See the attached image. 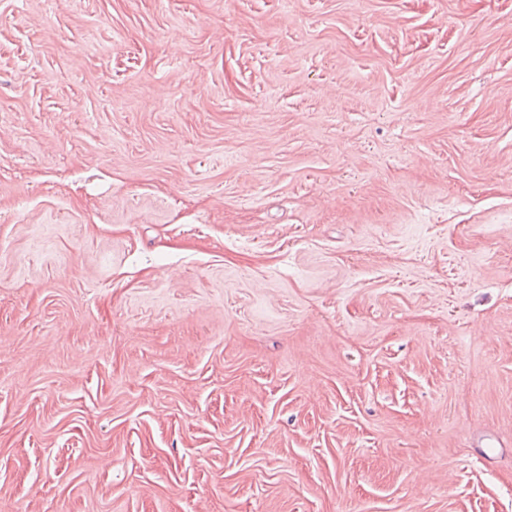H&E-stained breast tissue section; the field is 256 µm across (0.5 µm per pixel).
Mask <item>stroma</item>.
<instances>
[{
  "instance_id": "obj_1",
  "label": "stroma",
  "mask_w": 512,
  "mask_h": 512,
  "mask_svg": "<svg viewBox=\"0 0 512 512\" xmlns=\"http://www.w3.org/2000/svg\"><path fill=\"white\" fill-rule=\"evenodd\" d=\"M0 512H512V0H0Z\"/></svg>"
}]
</instances>
